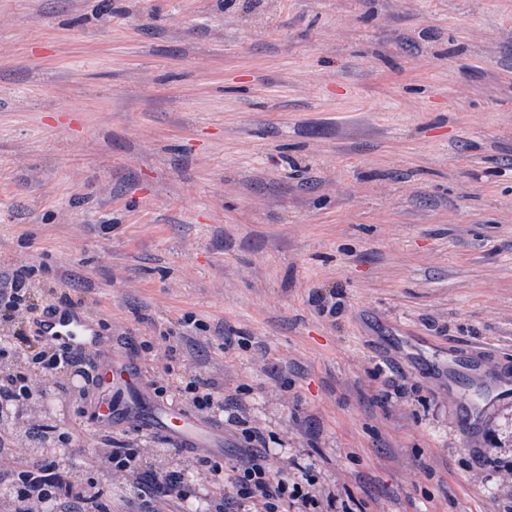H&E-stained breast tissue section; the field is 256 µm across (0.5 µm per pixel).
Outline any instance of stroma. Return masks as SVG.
<instances>
[{"label":"stroma","mask_w":512,"mask_h":512,"mask_svg":"<svg viewBox=\"0 0 512 512\" xmlns=\"http://www.w3.org/2000/svg\"><path fill=\"white\" fill-rule=\"evenodd\" d=\"M21 266L32 309L66 295L113 353L151 342L149 383L240 396L225 466L248 425L352 512H512V396L473 452L436 375L458 347L512 375V0H0ZM51 391L30 414L101 447L83 376ZM71 476L146 512L88 458Z\"/></svg>","instance_id":"stroma-1"}]
</instances>
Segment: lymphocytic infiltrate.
Returning a JSON list of instances; mask_svg holds the SVG:
<instances>
[{
    "mask_svg": "<svg viewBox=\"0 0 512 512\" xmlns=\"http://www.w3.org/2000/svg\"><path fill=\"white\" fill-rule=\"evenodd\" d=\"M30 392L28 377L11 372L0 373V455L11 456L6 446L8 421L24 408ZM247 448L241 449L232 468L209 457L195 460L197 480H190L180 467L147 468L143 449L133 444L109 440L107 447L96 449L101 471L129 476L144 504L185 500L194 482H201L209 512H313L320 500L287 467H273L263 433L246 430ZM78 451L58 448L52 454L29 458L24 469L0 476V496L7 498L9 512H33L34 504L53 503L62 512H112L96 482H75L70 466Z\"/></svg>",
    "mask_w": 512,
    "mask_h": 512,
    "instance_id": "obj_1",
    "label": "lymphocytic infiltrate"
}]
</instances>
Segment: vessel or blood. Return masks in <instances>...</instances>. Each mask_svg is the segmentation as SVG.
Wrapping results in <instances>:
<instances>
[{
    "instance_id": "1",
    "label": "vessel or blood",
    "mask_w": 512,
    "mask_h": 512,
    "mask_svg": "<svg viewBox=\"0 0 512 512\" xmlns=\"http://www.w3.org/2000/svg\"><path fill=\"white\" fill-rule=\"evenodd\" d=\"M34 332L62 350L79 352L91 359L96 392L108 393L115 389L130 392L131 400L124 408L98 405L97 427L109 429L134 424L167 435L173 448L184 452L222 453L224 433L221 429L195 419L176 406L152 403L136 359L114 360L111 350L104 347L97 322L80 303H48L34 319Z\"/></svg>"
}]
</instances>
